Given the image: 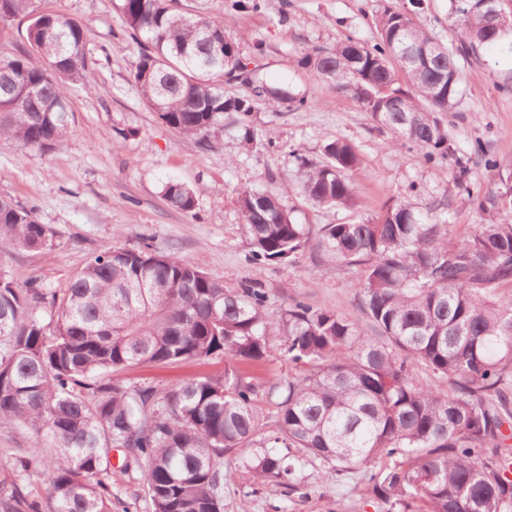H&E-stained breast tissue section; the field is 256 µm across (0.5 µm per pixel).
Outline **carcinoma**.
Returning <instances> with one entry per match:
<instances>
[{"label":"carcinoma","instance_id":"cac0c4a2","mask_svg":"<svg viewBox=\"0 0 512 512\" xmlns=\"http://www.w3.org/2000/svg\"><path fill=\"white\" fill-rule=\"evenodd\" d=\"M31 0H0V31L29 17V49L0 60V140L51 152L71 135L68 97L91 92L88 35L63 12L30 11ZM412 9L387 5L371 45L347 38L306 53L304 67L349 95L369 119L426 162L453 154L442 115L460 94L454 54L471 56L512 35V16H491L483 0H449L460 46L423 57L430 37ZM139 48L133 82L173 131L209 146L235 113L243 139L257 135L251 112L308 109L311 102L258 77L256 49L242 56L232 21L188 14L181 0H118ZM243 88L224 95V86ZM304 168L300 192L312 204L356 211L350 178L359 163L343 139ZM491 195L466 188L495 218L463 240L448 211L397 201L370 219L322 227L326 260L353 271L354 295L374 334L332 309L291 299L270 312L258 278L224 286L201 268L147 242L89 260L62 288L18 285L0 272V431L23 427L27 448H0L14 480L0 487V512H112V462L141 472L151 512H224V459L251 448L254 483L301 489L304 457L327 476L363 473L381 512H512V173ZM174 208L197 200L179 182L164 187ZM237 206L259 268L294 263L310 229L281 197L260 188ZM35 210L0 198V242L23 250L52 243ZM277 352L295 369L262 382L248 367ZM224 361L219 375L172 387L118 373L141 365ZM425 367L448 382L442 393L417 380ZM276 408L272 430L259 404ZM49 466L46 504L23 484Z\"/></svg>","mask_w":512,"mask_h":512}]
</instances>
